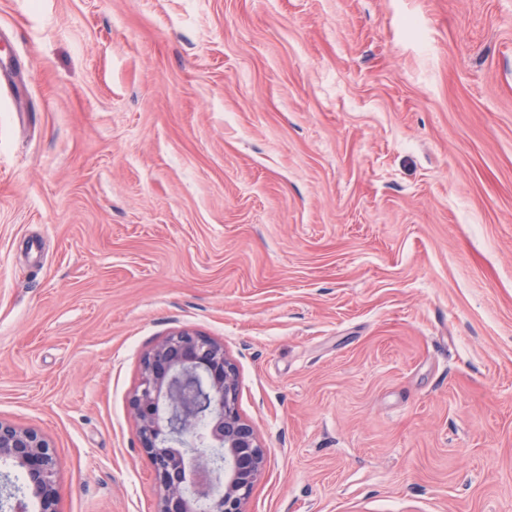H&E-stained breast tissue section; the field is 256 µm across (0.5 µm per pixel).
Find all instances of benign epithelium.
<instances>
[{"label": "benign epithelium", "mask_w": 512, "mask_h": 512, "mask_svg": "<svg viewBox=\"0 0 512 512\" xmlns=\"http://www.w3.org/2000/svg\"><path fill=\"white\" fill-rule=\"evenodd\" d=\"M130 407L140 448L157 484L155 512H246L267 451L238 407V374L224 343L181 328L141 360ZM0 460L19 469L27 492L0 479L8 512H58L57 460L33 428L0 420Z\"/></svg>", "instance_id": "7a95c632"}]
</instances>
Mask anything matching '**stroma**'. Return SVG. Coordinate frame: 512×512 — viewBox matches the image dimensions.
Returning <instances> with one entry per match:
<instances>
[{
	"mask_svg": "<svg viewBox=\"0 0 512 512\" xmlns=\"http://www.w3.org/2000/svg\"><path fill=\"white\" fill-rule=\"evenodd\" d=\"M0 56V420L60 512H154L177 328L246 512H512V0H0ZM202 380V413L182 414L183 387ZM130 407L157 484L155 512H246L267 451L238 407V374L224 344L181 328L141 360ZM205 423L200 434L199 424Z\"/></svg>",
	"mask_w": 512,
	"mask_h": 512,
	"instance_id": "35a3bbf8",
	"label": "stroma"
}]
</instances>
